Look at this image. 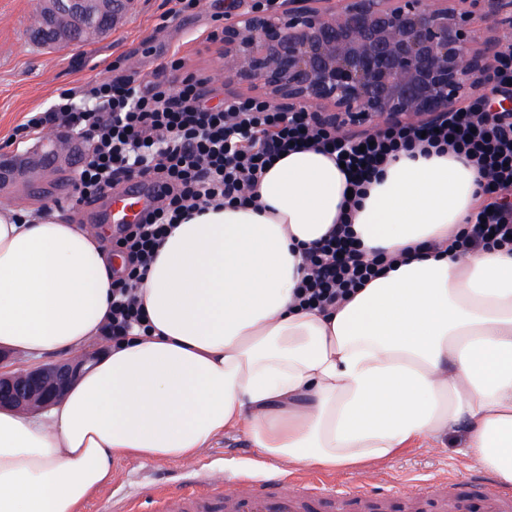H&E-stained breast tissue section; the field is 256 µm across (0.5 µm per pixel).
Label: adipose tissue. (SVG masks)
<instances>
[{
    "label": "adipose tissue",
    "mask_w": 512,
    "mask_h": 512,
    "mask_svg": "<svg viewBox=\"0 0 512 512\" xmlns=\"http://www.w3.org/2000/svg\"><path fill=\"white\" fill-rule=\"evenodd\" d=\"M346 190L300 148L258 179V206L176 225L138 287L151 334L107 348L47 411L0 410V512H81L115 458L185 460L228 430L273 463L352 471L460 427L461 454L512 487V250L437 248L478 205L476 169L390 160L351 223L366 255L397 262L335 308H301L304 251ZM111 303L96 234L0 208V346L71 354Z\"/></svg>",
    "instance_id": "adipose-tissue-1"
}]
</instances>
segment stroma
Wrapping results in <instances>:
<instances>
[{"label":"stroma","instance_id":"obj_1","mask_svg":"<svg viewBox=\"0 0 512 512\" xmlns=\"http://www.w3.org/2000/svg\"><path fill=\"white\" fill-rule=\"evenodd\" d=\"M251 5L252 0H206L204 6L164 23L160 17L168 9L167 0H135L127 21L112 33L83 46L52 49L37 45L27 33L30 0H0V159L25 153L36 143L33 135L22 139L12 136L27 113L49 109L60 93L104 75L108 65H116L121 75L135 73L150 78L161 61L176 53L184 58L188 71L210 75L211 64L222 50L221 44L207 39L215 28L214 14L236 13ZM76 173L73 159L65 168H49L40 177L46 193L34 198L25 188L12 189L7 197H0V207L57 205L62 220L85 223V211L69 209ZM463 439L464 432L459 429L449 433L441 448L416 446L392 460L369 464L354 473L338 471L334 477L339 481L363 480L370 489L380 490L395 482L419 483L444 474L468 497L471 512H478L482 494L479 482L485 474L460 454ZM197 459L217 470L243 465L262 470L267 467L246 436L236 430L216 438ZM183 480L179 462L119 458L114 462L112 481L84 504L82 512H110L113 493L125 490L141 492V512H155L151 489L160 485L165 492L176 494Z\"/></svg>","mask_w":512,"mask_h":512}]
</instances>
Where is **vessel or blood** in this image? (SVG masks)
I'll use <instances>...</instances> for the list:
<instances>
[{
	"label": "vessel or blood",
	"instance_id": "obj_1",
	"mask_svg": "<svg viewBox=\"0 0 512 512\" xmlns=\"http://www.w3.org/2000/svg\"><path fill=\"white\" fill-rule=\"evenodd\" d=\"M150 199L144 183L137 182L113 193L104 223L110 227L137 223ZM189 481L180 494L168 496L155 491L160 512H210L215 495H222V512H311L315 499H327L339 506L362 502V486L346 485L314 477L304 480L291 475L281 476L274 491L262 488L261 473L221 472L193 462L185 467ZM233 484V492L220 494L223 484ZM482 512H512V493L487 485L482 499Z\"/></svg>",
	"mask_w": 512,
	"mask_h": 512
}]
</instances>
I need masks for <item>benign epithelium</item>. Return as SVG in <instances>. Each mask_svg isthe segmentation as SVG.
<instances>
[{"label": "benign epithelium", "instance_id": "obj_1", "mask_svg": "<svg viewBox=\"0 0 512 512\" xmlns=\"http://www.w3.org/2000/svg\"><path fill=\"white\" fill-rule=\"evenodd\" d=\"M469 0H277L270 10L249 9L224 22L218 73L247 85L258 97L290 110L307 108L341 132L406 120L434 122L457 106L493 65L502 33L482 39L472 30ZM131 0L86 12L85 0H56L32 13L30 34L50 44L92 42L112 32ZM78 148L58 131L41 134V151L67 159ZM39 158L0 163V189ZM95 348L66 362L21 367L0 351V406L44 410L100 354Z\"/></svg>", "mask_w": 512, "mask_h": 512}]
</instances>
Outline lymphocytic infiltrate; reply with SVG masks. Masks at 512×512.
Returning a JSON list of instances; mask_svg holds the SVG:
<instances>
[{
    "label": "lymphocytic infiltrate",
    "instance_id": "f902f5d3",
    "mask_svg": "<svg viewBox=\"0 0 512 512\" xmlns=\"http://www.w3.org/2000/svg\"><path fill=\"white\" fill-rule=\"evenodd\" d=\"M173 58L165 68L177 80L105 76L62 93L44 112L28 113L16 136L61 125L87 142L74 180L76 204L99 200L131 174L154 181L153 206L141 223L113 234L126 264L112 275L111 316L103 328L113 343L149 335L151 326L136 287L173 225L210 204L253 202L263 171L291 147H311L345 163L356 193H364L386 162L399 154L445 152L487 175L483 201L465 219L466 231L449 250L512 247V120L484 108L486 93L512 91V42L503 45L491 72L477 81L471 107L449 110L431 124L392 123L370 133L341 135L304 109L288 111L256 98L211 103L207 78L185 72ZM307 273L296 288L300 306L324 308L345 300L386 267L385 254L366 258L348 224L306 254Z\"/></svg>",
    "mask_w": 512,
    "mask_h": 512
}]
</instances>
